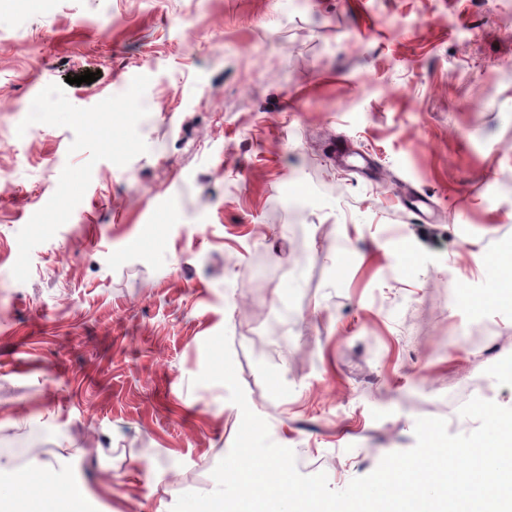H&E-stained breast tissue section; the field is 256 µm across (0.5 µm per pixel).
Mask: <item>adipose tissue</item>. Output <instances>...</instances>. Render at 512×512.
I'll list each match as a JSON object with an SVG mask.
<instances>
[{
  "label": "adipose tissue",
  "instance_id": "obj_1",
  "mask_svg": "<svg viewBox=\"0 0 512 512\" xmlns=\"http://www.w3.org/2000/svg\"><path fill=\"white\" fill-rule=\"evenodd\" d=\"M90 492L65 479L52 463L25 470L0 462V512H85Z\"/></svg>",
  "mask_w": 512,
  "mask_h": 512
}]
</instances>
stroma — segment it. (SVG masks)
Listing matches in <instances>:
<instances>
[{
    "mask_svg": "<svg viewBox=\"0 0 512 512\" xmlns=\"http://www.w3.org/2000/svg\"><path fill=\"white\" fill-rule=\"evenodd\" d=\"M1 101L0 445L88 512L215 489L223 330L335 490L512 408V0H0Z\"/></svg>",
    "mask_w": 512,
    "mask_h": 512,
    "instance_id": "obj_1",
    "label": "stroma"
}]
</instances>
